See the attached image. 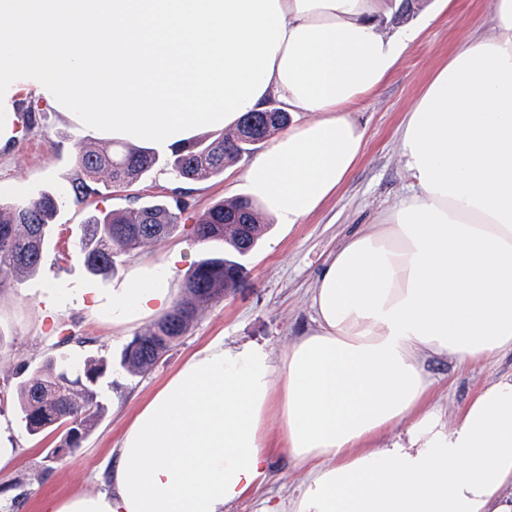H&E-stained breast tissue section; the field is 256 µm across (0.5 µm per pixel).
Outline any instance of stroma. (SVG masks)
Returning a JSON list of instances; mask_svg holds the SVG:
<instances>
[{
    "label": "stroma",
    "instance_id": "35a3bbf8",
    "mask_svg": "<svg viewBox=\"0 0 512 512\" xmlns=\"http://www.w3.org/2000/svg\"><path fill=\"white\" fill-rule=\"evenodd\" d=\"M490 31L485 0H455L442 11L419 41L412 44L394 74L353 110V118L366 130V146L352 173L305 223L271 224L257 248L243 259L244 287L198 312L179 343L146 373L133 376L121 366V356L133 331H118L94 320L90 311L111 279L90 274L75 255L76 235L88 207L67 204L57 214L39 270L0 288V378H28L49 357L64 353L81 362L103 358L112 372L100 389V419L87 440L72 455L56 461L50 451L59 447V433L29 435L21 424L16 403L0 406V436L16 457L14 466L0 471V512H38L46 495L65 497L74 492L97 493L109 487L112 450L127 422L183 363L215 338L225 344H267L273 357H281L303 330L312 324L310 297L325 264L343 242L382 217L412 192L397 144L405 112L409 110L434 67L464 39ZM18 102L33 104L38 123L25 128L15 121L17 138L0 145V183L21 184L25 197L68 186L76 175L75 145L83 132L32 92H20ZM265 144L227 167L220 176L193 181L185 193L191 204L178 232L143 248L137 258H124L117 275H124L135 259L159 260L181 249L183 260L174 271L183 284L193 264L223 252L222 243L197 242L191 228L195 218L220 200L247 197L246 169ZM179 185L168 170L156 167L130 187L103 191L93 206L103 211L133 210L149 202H168ZM56 282L83 287L79 305L47 309L40 298ZM427 370L437 386L431 404L441 407L446 420L481 388L512 373V354L460 367L447 357L429 358ZM305 477L302 467L287 456L271 462L266 483L254 495L238 502L231 512H258L263 498L288 499Z\"/></svg>",
    "mask_w": 512,
    "mask_h": 512
}]
</instances>
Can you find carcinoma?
<instances>
[{
    "label": "carcinoma",
    "instance_id": "cac0c4a2",
    "mask_svg": "<svg viewBox=\"0 0 512 512\" xmlns=\"http://www.w3.org/2000/svg\"><path fill=\"white\" fill-rule=\"evenodd\" d=\"M290 122L291 114L285 110L252 112L239 121L234 133L191 140L171 148L163 159L151 147L77 143L78 177L66 191L0 203V288L39 268L58 210L70 202L83 205L100 194L101 175H107L114 187H129L162 163L177 179L206 180L224 173V168L249 152L251 145L282 131ZM188 209L183 197L174 196L170 202L146 203L131 211H90L79 228L77 255L91 274L110 277L121 258L174 235ZM266 230L248 198L218 201L197 217L192 226L195 239L224 243V254L193 265L183 298L134 336L123 355L122 367L134 375L149 370L187 333L199 309L222 301L240 287L245 277L241 258L254 250ZM107 371L104 359L77 363L61 354L47 360L28 379L18 383L3 380L0 404L9 397L16 400L21 422L32 436L64 429L62 448L67 454L81 446L98 421L101 405L97 384Z\"/></svg>",
    "mask_w": 512,
    "mask_h": 512
}]
</instances>
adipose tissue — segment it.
<instances>
[{
	"mask_svg": "<svg viewBox=\"0 0 512 512\" xmlns=\"http://www.w3.org/2000/svg\"><path fill=\"white\" fill-rule=\"evenodd\" d=\"M395 0H0V143L19 86L80 130L166 148L277 99L297 123L244 179L261 216L300 224L365 148L354 106L418 28L388 34ZM490 37L448 54L406 112L413 193L350 237L311 296L314 325L281 358L216 338L146 402L109 488L39 512H227L280 451L305 480L261 512H512V373L452 422L427 404L424 361L512 353V0ZM183 258L136 263L94 318L129 328L174 305ZM408 423L406 438L380 445Z\"/></svg>",
	"mask_w": 512,
	"mask_h": 512,
	"instance_id": "obj_1",
	"label": "adipose tissue"
}]
</instances>
